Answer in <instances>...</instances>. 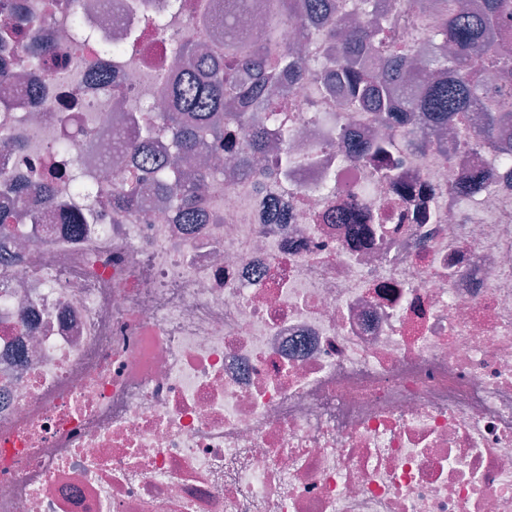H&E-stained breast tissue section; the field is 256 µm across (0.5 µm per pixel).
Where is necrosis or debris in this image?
<instances>
[{
  "label": "necrosis or debris",
  "mask_w": 512,
  "mask_h": 512,
  "mask_svg": "<svg viewBox=\"0 0 512 512\" xmlns=\"http://www.w3.org/2000/svg\"><path fill=\"white\" fill-rule=\"evenodd\" d=\"M156 2L22 0L70 64L12 44L0 174L95 221L43 205L41 237L0 234V512H512V166L457 128L398 154L433 218L380 235L392 198L336 128L365 144L382 126L312 77L289 98L311 164L261 188L220 157L205 223H176L134 175L131 107L159 100L169 35L223 54L194 8L224 0H186L165 36L141 28ZM75 12L90 39L70 38ZM33 62L49 72H57L65 68L64 55L58 47H46L37 43L33 44Z\"/></svg>",
  "instance_id": "necrosis-or-debris-1"
}]
</instances>
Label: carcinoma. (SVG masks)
Listing matches in <instances>:
<instances>
[{
    "label": "carcinoma",
    "mask_w": 512,
    "mask_h": 512,
    "mask_svg": "<svg viewBox=\"0 0 512 512\" xmlns=\"http://www.w3.org/2000/svg\"><path fill=\"white\" fill-rule=\"evenodd\" d=\"M395 2L393 6L389 0H359L365 20L344 29L340 15L349 0H265L266 19L277 17L276 32L294 27L310 44L336 45L335 54L323 60L290 45L278 48L280 37L268 29L252 42L232 35L224 41L220 61L174 41L180 65L175 77L160 78L165 108L156 112L153 105L146 106V111L156 112L155 119L139 126L129 147L137 173L176 199L179 223H202L197 197L217 173L202 168L193 180L182 182L174 160L154 150L157 128L170 134L179 157L195 152V128L200 126L213 130L214 151L233 152L224 139V127H235L247 139L239 157L243 172H249L251 157L266 155L275 156L277 171H286L300 160L288 151L295 132L294 124L285 120L290 88L315 71L323 87L340 88L347 111L373 112L391 129L403 112L422 113L435 130L458 126L478 112L474 142L512 157V142L499 140L501 125L512 114V0H480L471 9L462 8L458 0ZM243 9V0H224V16L214 22L231 31ZM4 21L12 24L18 38H34L36 21L23 13L21 5H5ZM422 26L431 33L433 47L417 62L415 46L403 34ZM32 58L50 72L64 68V55L55 46L33 44ZM254 112L266 113V123L254 124ZM374 150L395 153L401 143L383 138L353 159L361 161ZM11 188L23 204L30 198L55 203L46 185L13 183Z\"/></svg>",
    "instance_id": "obj_1"
}]
</instances>
